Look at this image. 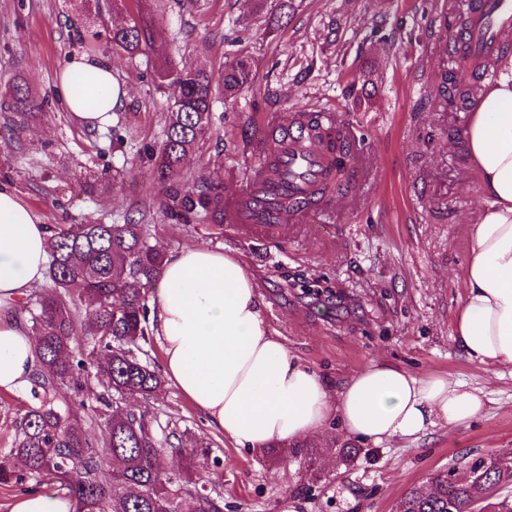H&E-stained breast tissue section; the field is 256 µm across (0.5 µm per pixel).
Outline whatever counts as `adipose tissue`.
Here are the masks:
<instances>
[{
	"instance_id": "1",
	"label": "adipose tissue",
	"mask_w": 512,
	"mask_h": 512,
	"mask_svg": "<svg viewBox=\"0 0 512 512\" xmlns=\"http://www.w3.org/2000/svg\"><path fill=\"white\" fill-rule=\"evenodd\" d=\"M474 104L461 136L487 200L470 226L466 291L454 339L479 364L512 365V55ZM57 93L85 125L100 123L122 91L112 67L74 58ZM49 233L15 190L0 184V390L36 372L34 336L12 308L43 280ZM168 380L225 438L245 449L320 437L337 422L349 437L381 444L478 416L480 391L445 376L419 378L371 361L332 390L264 324L258 286L232 254L205 246L166 253L150 291Z\"/></svg>"
}]
</instances>
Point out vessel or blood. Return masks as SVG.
Instances as JSON below:
<instances>
[{
  "label": "vessel or blood",
  "mask_w": 512,
  "mask_h": 512,
  "mask_svg": "<svg viewBox=\"0 0 512 512\" xmlns=\"http://www.w3.org/2000/svg\"><path fill=\"white\" fill-rule=\"evenodd\" d=\"M467 8L463 66L473 69L492 58L512 31V0H468ZM268 129L258 160L241 171L242 191L224 201L227 222L246 238L285 230L286 217L298 221L319 212L315 198L335 166V155L315 141L309 113L269 122ZM287 200L293 203L288 211Z\"/></svg>",
  "instance_id": "b4317fda"
}]
</instances>
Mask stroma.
Returning <instances> with one entry per match:
<instances>
[{
	"label": "stroma",
	"instance_id": "35a3bbf8",
	"mask_svg": "<svg viewBox=\"0 0 512 512\" xmlns=\"http://www.w3.org/2000/svg\"><path fill=\"white\" fill-rule=\"evenodd\" d=\"M462 0H156L147 17L148 58L105 55L127 91L102 127L79 122L55 88L83 53L77 0H0V94L24 81L43 113L20 124L0 109V183L13 186L46 225H150L162 250L202 243L235 254L258 283L266 326L288 352L341 388L372 359L415 376L443 375L483 389L467 425H437L417 439L363 443L347 465L331 463L342 431L296 447L248 450L227 441L173 385L131 409L158 413L208 447L204 467L224 512H394L433 473L487 454L512 453V366L471 361L453 337L464 295L469 222L485 200L460 133L469 110L447 106L439 76L454 49L445 21ZM247 58L252 84L217 98L210 128L184 165L181 188L222 181L255 160L265 117L328 111L352 127L363 169L355 189L308 234L245 241L228 227L167 217L169 187L153 173L172 91L153 63H205L220 76ZM112 180L89 194L84 182Z\"/></svg>",
	"mask_w": 512,
	"mask_h": 512
}]
</instances>
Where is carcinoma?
Listing matches in <instances>:
<instances>
[{
    "label": "carcinoma",
    "mask_w": 512,
    "mask_h": 512,
    "mask_svg": "<svg viewBox=\"0 0 512 512\" xmlns=\"http://www.w3.org/2000/svg\"><path fill=\"white\" fill-rule=\"evenodd\" d=\"M147 0H80L87 24L82 42L90 53L111 52L129 59L149 53L151 29L145 21ZM159 87L173 89L164 139L152 155L157 180L181 178L186 158L206 134L213 107L212 78L206 66L178 67L160 60ZM454 75L440 76L442 95L461 108L473 88ZM251 82L247 61L224 66V97L233 98ZM7 109L20 121L38 117L43 102L19 82L9 91ZM327 148L341 157L349 143L340 128L328 129L314 114ZM168 209L189 223L199 216L224 223V187L194 185L171 195ZM49 289L27 299L25 311L38 339V369L29 399L12 415L10 446L0 448V492H37L56 484L76 501L79 512H181L184 497L196 500L195 512H223L210 476L196 472L197 449L183 447L189 429L162 426L155 415L133 413L120 402L150 398L163 388L156 363L142 356L150 334L144 286L162 267L163 254L151 244L149 225L57 224L48 244ZM73 391L61 404L57 391ZM96 406L105 416L100 439H89L72 407ZM185 460V475L169 473V452ZM511 468H488L484 457L470 459L462 472L450 467L426 485L409 489L395 512H512Z\"/></svg>",
    "instance_id": "carcinoma-1"
}]
</instances>
